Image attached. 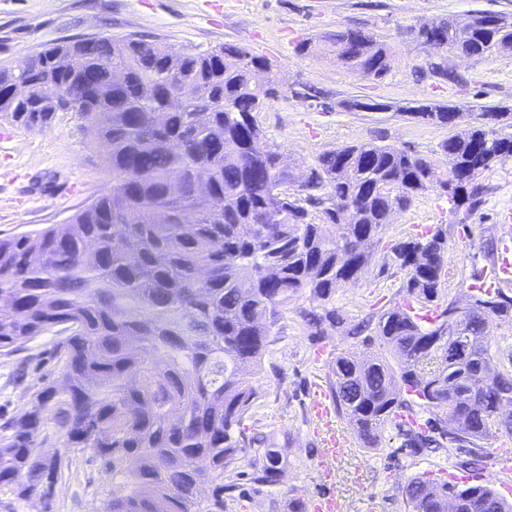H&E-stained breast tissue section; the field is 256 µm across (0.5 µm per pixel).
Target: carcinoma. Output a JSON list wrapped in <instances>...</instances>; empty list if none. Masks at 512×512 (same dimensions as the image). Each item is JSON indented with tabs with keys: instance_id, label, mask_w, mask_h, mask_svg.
<instances>
[{
	"instance_id": "obj_1",
	"label": "carcinoma",
	"mask_w": 512,
	"mask_h": 512,
	"mask_svg": "<svg viewBox=\"0 0 512 512\" xmlns=\"http://www.w3.org/2000/svg\"><path fill=\"white\" fill-rule=\"evenodd\" d=\"M430 24L468 58L512 52L505 16L433 19L409 32ZM299 52L334 53L375 80L391 71L390 48L361 28ZM259 66L273 69L237 44L187 53L134 35L102 36L91 49L53 43L23 71L0 66L1 121L43 128L74 112L112 174L66 223L0 238V352L60 336L61 382L0 420V486L17 498L50 495L65 466L42 452L54 434L112 473L103 512H224L245 484L278 486L280 452L242 426L258 399L246 369L261 365L288 305L306 291L332 302L364 272L392 215L425 191L448 187L451 210L469 217L488 191L478 177L512 159L507 113L480 106L477 116L495 120L442 143L443 177L404 147L360 142L321 155L297 182L254 117L278 98L277 86L255 83ZM17 82L22 99L10 96ZM448 111L422 104L408 115L446 125ZM387 259L406 272L401 299L375 316L368 356L336 353L337 413L366 448L383 447L389 427L400 440L389 457L446 452L478 472L486 442L512 436V369L491 346L497 322L512 320V295L475 286L464 309L447 298L446 224L399 241ZM410 304L437 315L423 321ZM301 316L312 336L369 327H346L334 307ZM448 334L460 347L453 356L441 351ZM415 402L441 414L418 427L394 420ZM402 495L410 512H512L488 483L422 474Z\"/></svg>"
}]
</instances>
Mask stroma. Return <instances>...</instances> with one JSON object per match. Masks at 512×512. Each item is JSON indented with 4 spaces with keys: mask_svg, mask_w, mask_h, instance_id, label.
Listing matches in <instances>:
<instances>
[{
    "mask_svg": "<svg viewBox=\"0 0 512 512\" xmlns=\"http://www.w3.org/2000/svg\"><path fill=\"white\" fill-rule=\"evenodd\" d=\"M477 10L512 18V0H0V64L27 60L51 43L100 36L136 34L188 52L234 43L276 66L282 92L256 119L297 170L337 147L373 141L411 149L442 172V142L451 131L471 127L477 106L512 109V53L448 55L449 69L464 78L463 84L448 85L430 76L428 52L409 29ZM346 25L373 32L391 46L392 69L385 79L357 76L332 55L297 53L300 42ZM369 99L385 103L386 111L350 107L352 101ZM419 104L456 107L455 128L410 117L408 108ZM109 180L102 152L89 144L77 114L58 113L42 129L0 121V238L66 223ZM481 181L489 191L465 224L456 222L446 199L427 191L394 214L382 240L389 247L408 236L413 225H448V274L442 288L461 306L469 301L473 274L490 276L497 265L486 250L489 241L502 238L500 210L512 208V161ZM404 280L403 271L375 254L357 281L337 291L333 304L348 322H358L391 307ZM318 306L307 293L293 300L252 377L260 398L245 425L264 432L287 460L283 482L242 492L229 502L228 512H289L290 498L327 490L341 498L346 512H363L368 499L374 512H407L401 492L407 477L427 473L443 480L457 470L454 458L445 454H422L397 464L386 450L356 441L336 460L334 483L318 480L322 457L308 415L311 396L316 387H328L332 354L365 351L360 339L334 328L323 337L310 336L300 313ZM54 341L47 334L14 353H0V415L25 407L42 376L59 378L56 363L35 368ZM110 482L89 451L75 449L49 500L22 501L2 487L0 512H99Z\"/></svg>",
    "mask_w": 512,
    "mask_h": 512,
    "instance_id": "35a3bbf8",
    "label": "stroma"
}]
</instances>
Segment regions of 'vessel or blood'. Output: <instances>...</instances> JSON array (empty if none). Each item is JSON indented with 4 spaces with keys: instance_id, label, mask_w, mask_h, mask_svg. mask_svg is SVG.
<instances>
[{
    "instance_id": "vessel-or-blood-1",
    "label": "vessel or blood",
    "mask_w": 512,
    "mask_h": 512,
    "mask_svg": "<svg viewBox=\"0 0 512 512\" xmlns=\"http://www.w3.org/2000/svg\"><path fill=\"white\" fill-rule=\"evenodd\" d=\"M501 226L504 229L509 244L505 246V258L501 261L498 273L493 274L489 281L490 287L499 288L512 284V211L503 212ZM309 416L314 425V433L321 445L323 461L319 468L322 482L332 483L334 469L332 460L345 453L349 448L352 436L350 432L337 423V413L333 400L324 390H317L312 396L309 406ZM304 512H342V503L335 493L305 497L301 500Z\"/></svg>"
}]
</instances>
